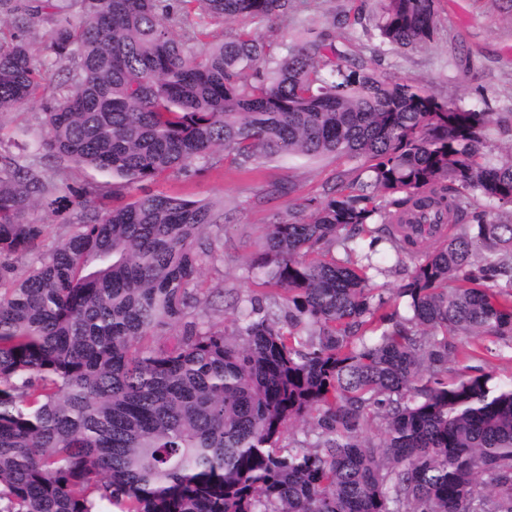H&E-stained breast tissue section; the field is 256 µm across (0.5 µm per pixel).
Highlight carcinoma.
<instances>
[{
  "mask_svg": "<svg viewBox=\"0 0 512 512\" xmlns=\"http://www.w3.org/2000/svg\"><path fill=\"white\" fill-rule=\"evenodd\" d=\"M296 8L0 0V114L38 103L48 161L112 176L73 190L0 146V512H512V378L449 367L487 337L512 348V151L485 161L493 113L328 34L277 52L190 20ZM374 29L426 44L434 0H378ZM287 155L363 158L366 176L269 225L262 292L231 330L196 313L224 202L103 204L198 163ZM44 204L77 224L18 279ZM378 243L410 269L408 318L371 288ZM291 425L305 440L284 450Z\"/></svg>",
  "mask_w": 512,
  "mask_h": 512,
  "instance_id": "obj_1",
  "label": "carcinoma"
}]
</instances>
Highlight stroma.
<instances>
[{
  "mask_svg": "<svg viewBox=\"0 0 512 512\" xmlns=\"http://www.w3.org/2000/svg\"><path fill=\"white\" fill-rule=\"evenodd\" d=\"M375 6L376 0H302L284 24L237 19L209 25L208 30L219 37L246 27L273 42L291 44L327 33L376 72L424 86L440 101L512 115V8L506 0H437L433 41L407 49L379 44L366 35ZM42 135L36 104L0 114V141L27 160L43 161L36 150ZM363 170L362 162L345 158L284 156L256 161L248 172L221 161L190 178L170 174L151 183L155 192L224 202V224L217 233L224 258L203 268L210 294L198 310L201 320L232 326L239 309L257 292L251 263L261 253L268 225L292 212L309 216L308 200L322 197L337 173L350 181ZM274 183L292 184L294 191L268 196Z\"/></svg>",
  "mask_w": 512,
  "mask_h": 512,
  "instance_id": "obj_1",
  "label": "stroma"
}]
</instances>
